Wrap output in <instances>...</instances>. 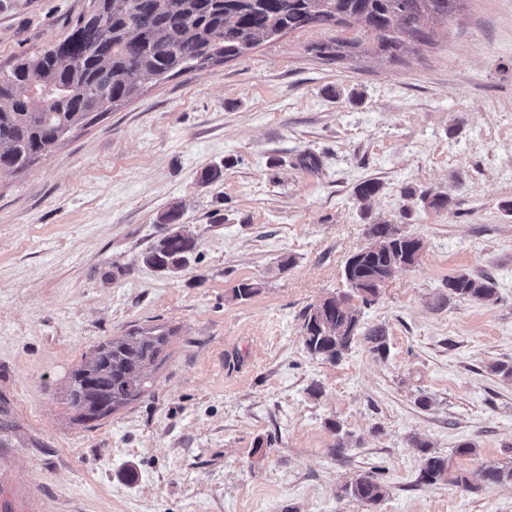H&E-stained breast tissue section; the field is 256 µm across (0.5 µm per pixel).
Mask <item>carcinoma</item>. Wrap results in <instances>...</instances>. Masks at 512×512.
Segmentation results:
<instances>
[{
    "label": "carcinoma",
    "mask_w": 512,
    "mask_h": 512,
    "mask_svg": "<svg viewBox=\"0 0 512 512\" xmlns=\"http://www.w3.org/2000/svg\"><path fill=\"white\" fill-rule=\"evenodd\" d=\"M460 0H112L104 27L84 21L80 13L68 36L50 48L16 60L0 73V171H21L36 162L90 115L103 114L137 95L148 80H165L205 64L224 63L262 41L315 26L346 27L356 21L374 34L376 52L395 57L405 40L428 44L432 33L425 20H446ZM360 42L336 39L319 46L327 61L351 55ZM182 211L173 206L158 218L166 232L144 253L143 262L160 271H178L196 251V239L179 228ZM376 252L343 269L348 291L331 293L303 314L302 337L307 352L334 363L364 336L371 350L388 351L380 328L363 331L357 298L365 305L379 294L375 281L392 277L412 261L403 258L418 239L388 222L369 225ZM450 294L471 301L495 295L494 281L465 274L448 278ZM259 292L243 280L232 298L246 300ZM169 333L138 329L132 336L99 344L72 371L66 399L76 420L89 422L134 404L150 393L155 373L167 359ZM421 452V478L428 483L448 478L447 459ZM483 482L512 481V468L487 467ZM345 495L373 508L387 495L371 474H359L343 487Z\"/></svg>",
    "instance_id": "cac0c4a2"
}]
</instances>
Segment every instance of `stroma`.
I'll use <instances>...</instances> for the list:
<instances>
[{
  "mask_svg": "<svg viewBox=\"0 0 512 512\" xmlns=\"http://www.w3.org/2000/svg\"><path fill=\"white\" fill-rule=\"evenodd\" d=\"M86 3L0 0V71L62 41ZM433 29L393 58L357 24L286 34L149 82L0 171V499L14 512H367L343 492L361 473L387 488L377 512H512L511 481L478 479L512 467V379L491 370L512 364V0H462ZM352 37L365 48L340 63L315 52ZM366 180L381 189L362 202ZM174 204L198 249L171 275L142 256ZM376 220L424 243L362 309L389 351L315 359L302 313L343 290ZM459 274L490 276L495 296L449 295ZM245 279L260 292L232 300ZM148 327L171 336L151 394L75 421L71 371ZM420 439L447 481H421Z\"/></svg>",
  "mask_w": 512,
  "mask_h": 512,
  "instance_id": "obj_1",
  "label": "stroma"
}]
</instances>
